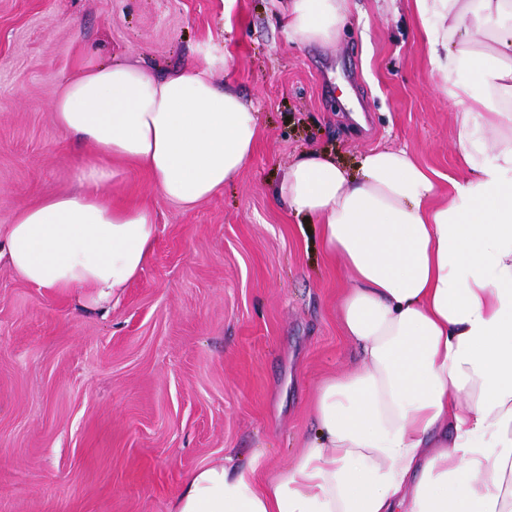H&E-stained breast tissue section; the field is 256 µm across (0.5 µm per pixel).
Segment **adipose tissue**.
Masks as SVG:
<instances>
[{"label":"adipose tissue","mask_w":512,"mask_h":512,"mask_svg":"<svg viewBox=\"0 0 512 512\" xmlns=\"http://www.w3.org/2000/svg\"><path fill=\"white\" fill-rule=\"evenodd\" d=\"M350 0H287L298 44L338 40ZM458 153L447 200L406 147L366 152L359 175L326 152L285 168L275 196L318 226L351 286L343 330L360 367L326 379L317 427L281 473L225 457L192 471L173 512H512V0H412ZM52 119L92 146L77 191L0 225V262L26 283L105 310L150 260L152 208L104 187L145 169L162 198L191 206L251 162V99L211 68L162 72L87 56Z\"/></svg>","instance_id":"ef3b65f1"}]
</instances>
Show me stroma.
<instances>
[{
    "label": "stroma",
    "mask_w": 512,
    "mask_h": 512,
    "mask_svg": "<svg viewBox=\"0 0 512 512\" xmlns=\"http://www.w3.org/2000/svg\"><path fill=\"white\" fill-rule=\"evenodd\" d=\"M284 7L0 0V224L74 189L94 160L51 112L83 55L211 67L253 100L261 128L249 166L189 209L155 195L147 171L122 170L109 193L150 206L157 236L108 312L0 265V512H171L187 476L226 456L258 457L266 480L311 435L319 385L359 366L338 317L350 278L275 188L303 151L354 173L380 144L406 146L447 187L454 113L409 0H351L332 46L290 41Z\"/></svg>",
    "instance_id": "stroma-1"
}]
</instances>
